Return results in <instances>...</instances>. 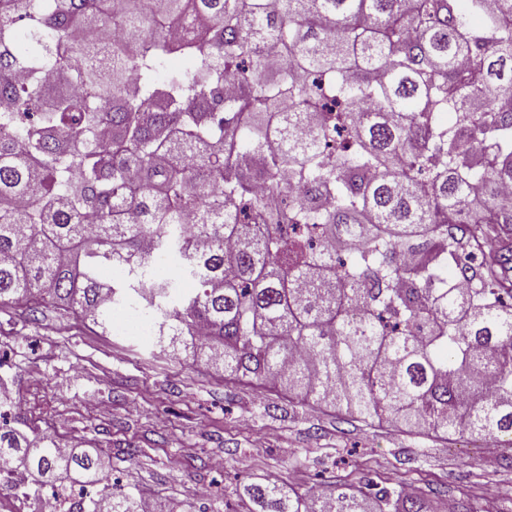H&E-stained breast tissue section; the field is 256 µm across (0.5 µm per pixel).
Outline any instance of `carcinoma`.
<instances>
[{"instance_id":"1","label":"carcinoma","mask_w":512,"mask_h":512,"mask_svg":"<svg viewBox=\"0 0 512 512\" xmlns=\"http://www.w3.org/2000/svg\"><path fill=\"white\" fill-rule=\"evenodd\" d=\"M510 101L512 0H0V307L109 332L153 311L159 345L187 336L260 386L495 440L512 432ZM486 240L500 251L477 263ZM160 256L195 287L156 276ZM105 465L0 431L1 488ZM248 495L252 512L424 509L403 485ZM139 504L106 486L74 512Z\"/></svg>"}]
</instances>
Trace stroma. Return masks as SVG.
<instances>
[{
	"label": "stroma",
	"instance_id": "obj_1",
	"mask_svg": "<svg viewBox=\"0 0 512 512\" xmlns=\"http://www.w3.org/2000/svg\"><path fill=\"white\" fill-rule=\"evenodd\" d=\"M0 367L15 390L0 426L106 455L111 484L156 512H248L245 487L269 476L298 495L402 482L428 512H512V469L483 442L352 420L62 308H0Z\"/></svg>",
	"mask_w": 512,
	"mask_h": 512
}]
</instances>
